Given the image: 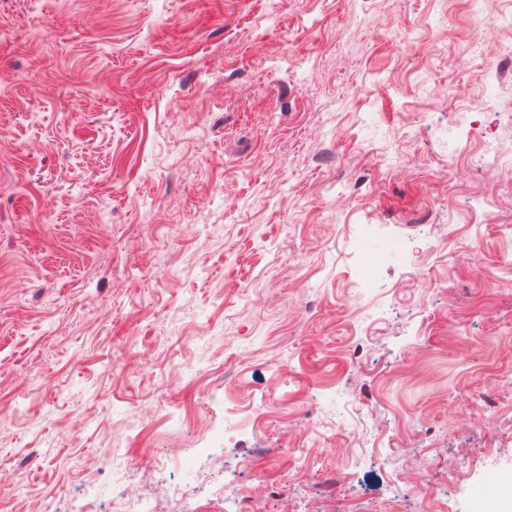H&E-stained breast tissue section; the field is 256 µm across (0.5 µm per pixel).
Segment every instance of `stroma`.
<instances>
[{"mask_svg": "<svg viewBox=\"0 0 512 512\" xmlns=\"http://www.w3.org/2000/svg\"><path fill=\"white\" fill-rule=\"evenodd\" d=\"M507 8L0 0V512L512 496ZM496 24L487 27H477L473 29L472 45L480 53H487L490 49L493 54L512 56V43H505L494 36Z\"/></svg>", "mask_w": 512, "mask_h": 512, "instance_id": "stroma-1", "label": "stroma"}]
</instances>
